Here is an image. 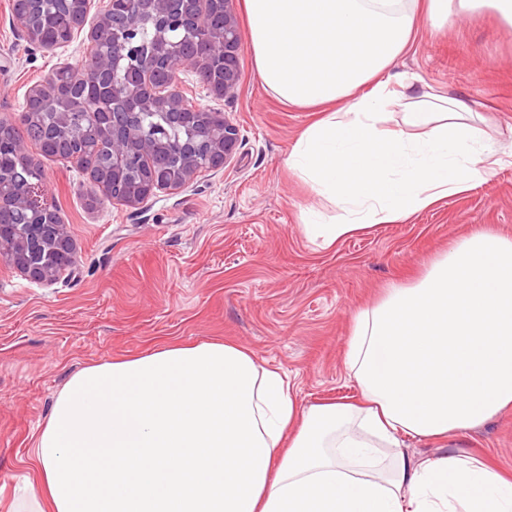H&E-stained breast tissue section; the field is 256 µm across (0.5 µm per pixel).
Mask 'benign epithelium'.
<instances>
[{
	"mask_svg": "<svg viewBox=\"0 0 512 512\" xmlns=\"http://www.w3.org/2000/svg\"><path fill=\"white\" fill-rule=\"evenodd\" d=\"M238 0H223L224 32L222 43L197 59V74L202 85L214 97L233 96L240 84L238 51L241 31L237 17ZM210 0H197V8L189 9V0H135L136 14L112 15L109 8L98 12L89 27L86 40L92 45L112 44V58L105 56L91 60L80 71H73L76 86L95 85L106 72L107 66L117 70L130 58L140 39L142 15L167 17L178 29L185 32L198 26L201 13ZM188 67L181 61L128 65L126 80L112 84V97L130 100L133 108H123L112 113V189L119 188L121 173L131 167L147 165L148 175L140 184V192L126 200L135 207L141 198H150L160 190H171L167 181L170 168L157 153L166 143L156 138L143 139L132 124L134 113L153 107L165 108L170 121L182 123L186 94L179 81V73ZM55 76L48 74L42 83L33 86L28 94L30 110H43L52 104L51 88ZM199 123L208 131L209 149L203 160L186 157L178 172L180 186L193 180L200 170L216 171L225 167L234 157L239 143V131L227 117L210 109L198 110ZM11 233L13 266L27 279L52 284L71 272L76 263L74 239L64 224H13L0 225V236Z\"/></svg>",
	"mask_w": 512,
	"mask_h": 512,
	"instance_id": "obj_1",
	"label": "benign epithelium"
}]
</instances>
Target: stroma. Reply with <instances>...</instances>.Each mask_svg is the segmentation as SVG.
<instances>
[{
	"label": "stroma",
	"instance_id": "35a3bbf8",
	"mask_svg": "<svg viewBox=\"0 0 512 512\" xmlns=\"http://www.w3.org/2000/svg\"><path fill=\"white\" fill-rule=\"evenodd\" d=\"M0 0V120L54 66H82L83 38L51 51L30 45ZM241 84L216 99L193 69L181 81L226 114L240 146L222 170L160 191L140 209L87 198L88 177L55 160L45 187L76 244L69 275L45 285L0 259V512L27 476L23 459L69 378L115 358L177 343L224 340L251 351L309 405L350 398L346 339L357 312L418 279L475 228L512 236V164L485 182L399 224H382L324 250L306 238L313 202L284 160L314 118L262 85L250 36L239 50ZM397 73L473 103L502 147L512 146V28L493 11L420 27ZM462 450L512 472V411L460 440Z\"/></svg>",
	"mask_w": 512,
	"mask_h": 512
}]
</instances>
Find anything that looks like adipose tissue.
I'll return each instance as SVG.
<instances>
[{"label":"adipose tissue","instance_id":"ef3b65f1","mask_svg":"<svg viewBox=\"0 0 512 512\" xmlns=\"http://www.w3.org/2000/svg\"><path fill=\"white\" fill-rule=\"evenodd\" d=\"M264 84L316 113L284 164L318 203L329 248L486 181L506 155L478 112L413 93L393 67L417 33L512 0H242ZM400 120H393L394 109ZM344 370L353 400L303 406L252 352L170 345L86 367L26 455L19 512H512V474L458 438L512 409V238L477 228L413 285L359 311ZM449 451L412 458V443ZM390 449L387 460L377 458Z\"/></svg>","mask_w":512,"mask_h":512}]
</instances>
